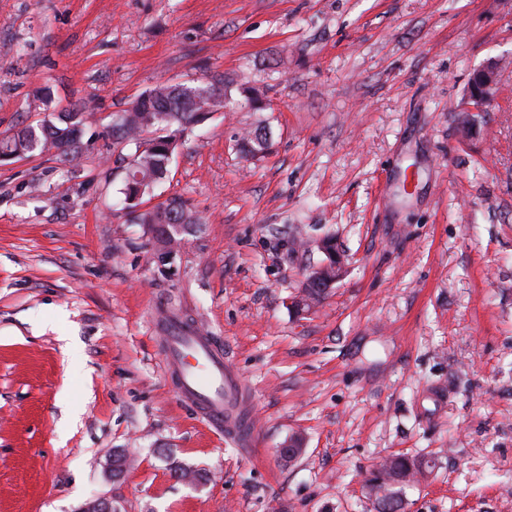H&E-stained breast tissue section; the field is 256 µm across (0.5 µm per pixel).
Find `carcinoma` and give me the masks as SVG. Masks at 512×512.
I'll return each mask as SVG.
<instances>
[{
	"instance_id": "carcinoma-1",
	"label": "carcinoma",
	"mask_w": 512,
	"mask_h": 512,
	"mask_svg": "<svg viewBox=\"0 0 512 512\" xmlns=\"http://www.w3.org/2000/svg\"><path fill=\"white\" fill-rule=\"evenodd\" d=\"M238 93L251 110L261 112L264 93L260 88L242 85ZM227 93L224 80L215 76L208 82H179L159 84L138 97L123 110L121 122L111 126L109 136L116 146L134 148L132 163L124 178L125 208L134 214L140 224L154 228L160 251L171 247L168 232L173 225L182 227L183 238L201 224L200 218L188 207L186 200L175 197L165 206L160 204L148 210L140 209L144 198L168 172L174 152L169 141L182 138L199 113L216 112L224 107ZM84 108L74 106L57 116L56 120H42L29 124L14 134L0 135V155L31 157L54 152L64 162L80 159L87 150L83 138ZM270 147L264 127L258 126L237 139L238 150L251 158L264 156ZM388 470L391 481L379 486L383 497L390 498L405 509L400 488L424 473L423 466L405 456L390 457L381 463Z\"/></svg>"
}]
</instances>
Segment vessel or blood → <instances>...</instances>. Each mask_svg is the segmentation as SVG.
Segmentation results:
<instances>
[{
    "mask_svg": "<svg viewBox=\"0 0 512 512\" xmlns=\"http://www.w3.org/2000/svg\"><path fill=\"white\" fill-rule=\"evenodd\" d=\"M163 362L183 402L234 446L253 449L259 431L227 348L173 312L161 317Z\"/></svg>",
    "mask_w": 512,
    "mask_h": 512,
    "instance_id": "obj_1",
    "label": "vessel or blood"
}]
</instances>
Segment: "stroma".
<instances>
[{
    "label": "stroma",
    "instance_id": "35a3bbf8",
    "mask_svg": "<svg viewBox=\"0 0 512 512\" xmlns=\"http://www.w3.org/2000/svg\"><path fill=\"white\" fill-rule=\"evenodd\" d=\"M491 58L494 104L467 111ZM208 74L268 108L232 95L184 137L152 198L202 226L164 260L106 130ZM38 90L87 107L89 149L0 162V512H375L398 454L435 460L407 512H512V0H0V134L43 119ZM260 125L270 153L243 158ZM300 233L347 260L304 315ZM160 302L227 345L255 455L181 402Z\"/></svg>",
    "mask_w": 512,
    "mask_h": 512
}]
</instances>
